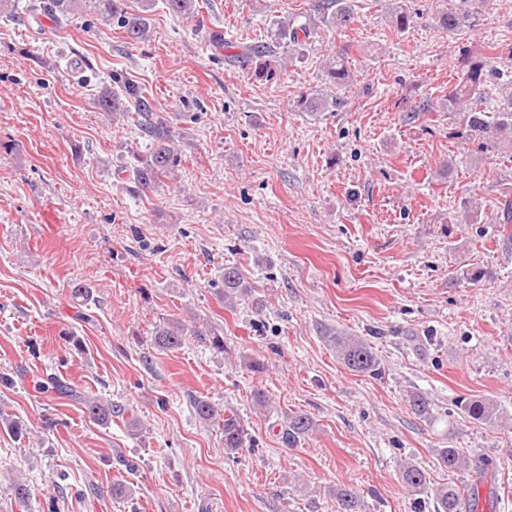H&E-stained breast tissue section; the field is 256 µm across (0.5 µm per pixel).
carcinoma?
I'll return each instance as SVG.
<instances>
[{
    "label": "carcinoma",
    "mask_w": 512,
    "mask_h": 512,
    "mask_svg": "<svg viewBox=\"0 0 512 512\" xmlns=\"http://www.w3.org/2000/svg\"><path fill=\"white\" fill-rule=\"evenodd\" d=\"M128 0H42L41 10L55 19L67 18L77 8L93 10L112 21L123 29L128 40L141 42L146 39L150 0H142L141 9L132 13L127 6ZM480 0H446V6L438 11L439 27L452 33L463 27H473L477 22ZM170 12L177 16L193 17L199 12L200 5L196 0H165ZM321 10L329 15L319 16V21L332 23L338 28H346L353 21L350 0H323ZM393 28L403 32L410 27L412 17L404 5L395 7L390 16ZM315 27L313 20L295 25L288 18H275L270 25L271 42L288 46V58L304 49ZM249 62L251 75L257 80L270 81L278 73V64L271 59V47L265 44L244 47ZM500 73L492 65V57L483 53L472 52L462 54L460 68L453 85L448 87V111L459 116V120L467 128L470 136L478 141L488 140L498 145H512V91L506 94L501 106L490 107ZM324 81L338 91L332 97H320L316 94H305L295 102L294 111L317 116L331 109L339 108L344 99L341 92L350 88L354 82V72L346 60L345 53H339L324 68ZM126 99L135 107L130 114L120 108L121 99ZM98 107L112 114L119 112L125 118H134L140 132L150 140L149 154L135 156L132 165V177L136 188L147 191L155 187L161 178L170 176L181 163V155L174 145L169 126L162 120L154 118L152 105L145 90L132 81H126L120 87V93L103 96ZM249 289L238 268H224V304L232 307L237 300L247 296ZM183 328L178 323H168L157 327L155 343L163 349H174L181 345ZM331 345L336 349V356L349 370L357 373L376 374L380 370V362L372 347L353 336H333ZM85 409L95 419L104 421L112 415L113 406L109 402L87 397L83 400ZM409 405L414 413L424 419L435 418L431 399L422 392H413L409 396ZM457 408L473 420L492 423L499 420L496 408L488 403L461 397ZM195 415L204 422L214 423L222 427L224 447L236 450L245 446L248 441V430L234 411L222 412L210 401L197 399L194 401ZM315 424L311 417L299 412L288 415L283 438L290 443L309 435L314 431ZM438 465L454 472L466 465L469 454L462 448H438ZM400 475L403 483L413 491L421 492L427 486L426 472L412 463L402 465ZM336 512H360L357 494L346 488L336 490ZM437 512H459L462 501L470 503V512H477L479 507L478 485L468 488L457 484H443L434 489Z\"/></svg>",
    "instance_id": "1"
}]
</instances>
